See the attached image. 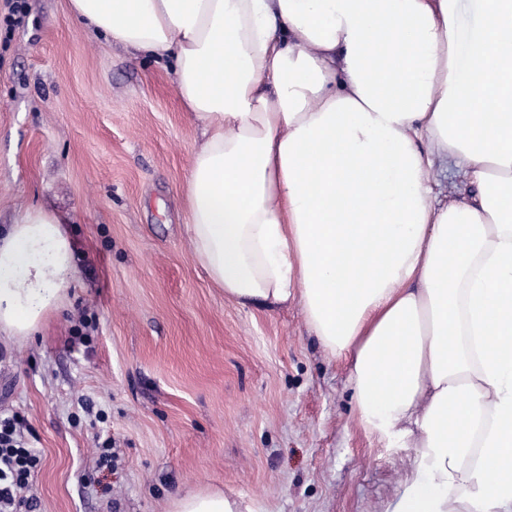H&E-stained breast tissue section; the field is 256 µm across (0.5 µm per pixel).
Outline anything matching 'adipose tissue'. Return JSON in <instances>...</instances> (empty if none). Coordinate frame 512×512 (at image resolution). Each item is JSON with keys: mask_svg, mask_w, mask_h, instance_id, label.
<instances>
[{"mask_svg": "<svg viewBox=\"0 0 512 512\" xmlns=\"http://www.w3.org/2000/svg\"><path fill=\"white\" fill-rule=\"evenodd\" d=\"M173 67L203 127L192 255L243 306L297 303L359 425L416 454L394 512H512V0H69ZM464 187L445 198L435 173ZM77 247L0 229V340L64 308ZM172 512H242L219 490Z\"/></svg>", "mask_w": 512, "mask_h": 512, "instance_id": "ef3b65f1", "label": "adipose tissue"}]
</instances>
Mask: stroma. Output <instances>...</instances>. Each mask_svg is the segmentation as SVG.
<instances>
[{
  "instance_id": "obj_1",
  "label": "stroma",
  "mask_w": 512,
  "mask_h": 512,
  "mask_svg": "<svg viewBox=\"0 0 512 512\" xmlns=\"http://www.w3.org/2000/svg\"><path fill=\"white\" fill-rule=\"evenodd\" d=\"M28 4L0 39V225L48 209L78 249L66 306L0 342V413L41 456L32 512H171L198 489L250 512H392L414 451L359 426L348 360L296 305L240 306L194 261L202 128L172 70L81 27L68 0Z\"/></svg>"
}]
</instances>
